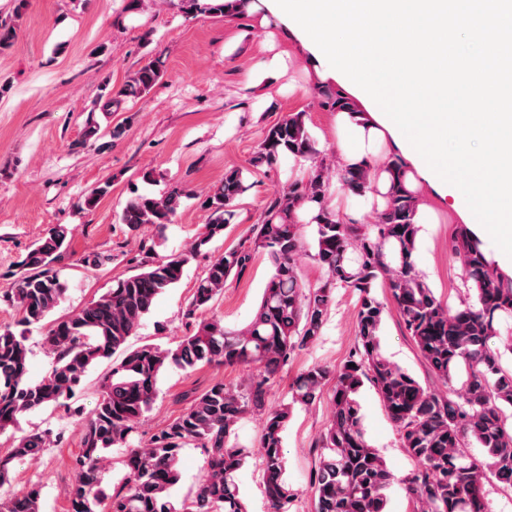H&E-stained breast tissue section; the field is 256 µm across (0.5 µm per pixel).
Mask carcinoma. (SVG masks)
Instances as JSON below:
<instances>
[{"instance_id":"1","label":"carcinoma","mask_w":512,"mask_h":512,"mask_svg":"<svg viewBox=\"0 0 512 512\" xmlns=\"http://www.w3.org/2000/svg\"><path fill=\"white\" fill-rule=\"evenodd\" d=\"M249 0H218L200 4L184 0L187 14L241 11ZM161 78L154 61L142 65L123 88L107 93L105 112L148 92ZM330 112L351 110L340 93H323ZM307 126V112H293L270 125L251 160L255 168L281 157L311 161L307 176L276 192L266 203L261 221L224 255L213 260L197 284L188 317L205 310L231 277L240 278L258 253L268 256L272 273L256 311L241 330L213 317L181 338L174 348L126 347L128 338L150 312L156 298L175 287L184 268L206 254L211 241L224 235L235 215L236 201L250 188L241 168H229L203 201L208 219L190 250L153 260L134 276L113 282L99 298L53 323L45 344L53 355L49 375L28 380L26 336L0 328V432L18 424L22 415L70 399L89 368L123 352L101 384L100 399L82 432L75 457L69 512H101L104 462L115 447L128 448L123 488L110 497L107 512H246L237 476L252 450L229 444L237 420L261 416V458L265 493L271 512H288L297 491L285 477L283 434L296 405L308 406L334 379L330 423L318 440L320 454L314 482L315 512H387V490L394 475L366 437L357 395L369 382L398 430L401 447L416 467L400 480L414 512H490L485 485L493 477L512 492V372L502 371L503 355H512V341L496 345V315L512 314V278L490 261L482 241L467 227L459 229L456 251L472 282V296L450 312L416 270L420 227L415 223L414 195L403 184L404 163L386 162L395 178L386 208L373 224L346 223L326 204L331 167L316 159ZM368 179L363 170H344L338 183L362 194ZM186 196L174 186L160 197L134 194L120 214L132 230L143 225L159 229L173 223ZM318 204L312 218L316 235L311 258L325 271L315 288L298 279L303 252L299 216L305 204ZM73 229L55 225L18 262L6 302L19 314L18 324H41L65 293L54 264L61 258ZM380 279L390 283L400 319L430 369L452 393L423 386L385 355L380 338L384 305L373 294ZM351 288L361 296L354 351L341 366L313 365L296 376L291 401L266 408L269 381L291 356L321 336L333 290ZM253 365L260 374L240 388L218 381L189 408L152 435L144 448L130 447L135 427L157 397L158 382L169 365L195 369L200 365ZM52 443L51 433L19 439L0 455V487L10 481L16 462L37 456ZM189 444L204 449L206 476L195 498L181 504L170 498L179 479L180 451ZM482 449V456L470 452ZM0 512H42L41 492L29 490L0 497Z\"/></svg>"}]
</instances>
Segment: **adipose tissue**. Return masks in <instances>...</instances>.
I'll return each mask as SVG.
<instances>
[{
    "mask_svg": "<svg viewBox=\"0 0 512 512\" xmlns=\"http://www.w3.org/2000/svg\"><path fill=\"white\" fill-rule=\"evenodd\" d=\"M336 126L340 132L339 167L367 166L371 169L369 187L358 198L363 210L368 212L375 206L385 207L392 184L389 174L375 166L374 158L388 134L387 128L364 108L338 113Z\"/></svg>",
    "mask_w": 512,
    "mask_h": 512,
    "instance_id": "obj_1",
    "label": "adipose tissue"
}]
</instances>
